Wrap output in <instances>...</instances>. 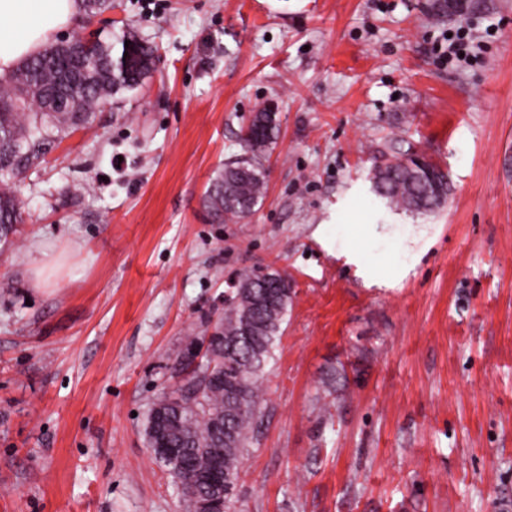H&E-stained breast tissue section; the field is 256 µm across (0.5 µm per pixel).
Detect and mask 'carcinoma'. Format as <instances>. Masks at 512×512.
Wrapping results in <instances>:
<instances>
[{"mask_svg": "<svg viewBox=\"0 0 512 512\" xmlns=\"http://www.w3.org/2000/svg\"><path fill=\"white\" fill-rule=\"evenodd\" d=\"M87 15L112 10V0H79ZM129 44L113 69L106 68L114 44ZM97 55L85 58L83 81L63 80L60 62L79 60L80 45L56 42L25 61L6 80L0 79V244L15 245L16 225L24 222L14 192L15 179L39 165L74 131L70 111L77 109L82 124L94 121L105 105L129 89L139 87L154 68V50L138 34L124 31L103 38L96 35ZM280 132L275 112L263 108L249 120L244 136L249 158L235 160L217 173L205 203L219 222H238L249 216L265 196L266 169L262 162ZM375 193L391 209L415 214L432 213L448 201V175L439 165L409 156L375 169ZM272 286V299L263 297L261 284ZM292 286L279 271L238 272L224 295V317L214 331L195 337L191 345L206 346L200 364L193 355L180 356L186 382L172 391L164 406L171 416L167 444L180 451L182 465L160 462L189 503L212 496L199 478L210 471L213 452H221L224 475L231 488L224 491V512H236L237 484L244 451L263 400L261 384L276 340L286 319ZM229 433H224V429Z\"/></svg>", "mask_w": 512, "mask_h": 512, "instance_id": "obj_1", "label": "carcinoma"}]
</instances>
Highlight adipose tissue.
<instances>
[{
    "label": "adipose tissue",
    "mask_w": 512,
    "mask_h": 512,
    "mask_svg": "<svg viewBox=\"0 0 512 512\" xmlns=\"http://www.w3.org/2000/svg\"><path fill=\"white\" fill-rule=\"evenodd\" d=\"M80 16L76 0H0V78Z\"/></svg>",
    "instance_id": "ef3b65f1"
}]
</instances>
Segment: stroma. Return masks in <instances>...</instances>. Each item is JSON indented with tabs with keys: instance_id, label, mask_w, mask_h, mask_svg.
I'll return each mask as SVG.
<instances>
[{
	"instance_id": "stroma-1",
	"label": "stroma",
	"mask_w": 512,
	"mask_h": 512,
	"mask_svg": "<svg viewBox=\"0 0 512 512\" xmlns=\"http://www.w3.org/2000/svg\"><path fill=\"white\" fill-rule=\"evenodd\" d=\"M448 2L112 0L154 71L15 185L0 512H188L148 417L244 268L293 295L237 512H512V0ZM459 27L465 68L436 51ZM269 104L265 198L213 222ZM393 137L447 172L443 208L375 195Z\"/></svg>"
}]
</instances>
